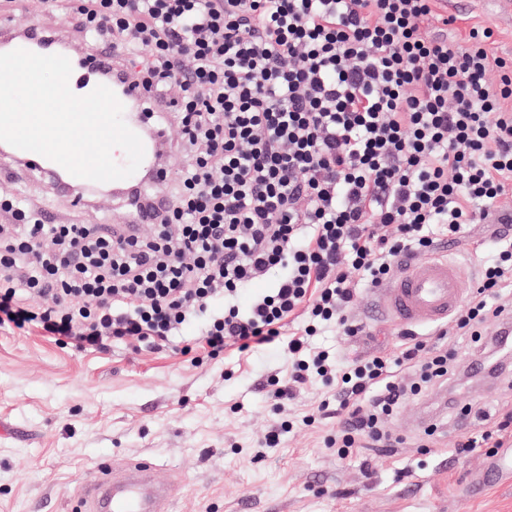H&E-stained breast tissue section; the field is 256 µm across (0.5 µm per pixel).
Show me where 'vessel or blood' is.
I'll return each instance as SVG.
<instances>
[{"instance_id": "obj_1", "label": "vessel or blood", "mask_w": 512, "mask_h": 512, "mask_svg": "<svg viewBox=\"0 0 512 512\" xmlns=\"http://www.w3.org/2000/svg\"><path fill=\"white\" fill-rule=\"evenodd\" d=\"M25 49L41 55L69 56L67 46L44 31L37 23L17 30L0 22V53ZM72 74L71 91L78 96L90 93L96 86L109 87L124 107L153 101L151 88L128 78L113 55L94 53L84 57L69 56ZM134 132L142 134L144 165L150 174L135 172L125 178V185L136 186L135 194L125 196L129 223L136 226L157 223L171 206L167 192L170 169L158 161L157 145L163 139L161 129L145 131L142 124H133ZM9 155L23 170L47 176L51 192L66 193L85 186V179L66 175L57 181L61 167L34 152L10 148ZM464 270L448 259L418 258L402 265L392 281L382 288L373 309L385 318L406 327L435 324L448 320L462 305L466 294ZM512 473V451L486 460L477 479L490 484L503 473ZM84 512H170L171 489L163 468L154 460L143 458L125 464L104 461L96 475L82 488Z\"/></svg>"}]
</instances>
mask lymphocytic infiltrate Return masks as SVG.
<instances>
[{"label":"lymphocytic infiltrate","instance_id":"obj_1","mask_svg":"<svg viewBox=\"0 0 512 512\" xmlns=\"http://www.w3.org/2000/svg\"><path fill=\"white\" fill-rule=\"evenodd\" d=\"M73 2L88 49L122 51L130 77L174 107L184 163L148 238L47 224L1 195L0 328L29 324L81 350L160 349L197 322L212 357L277 342L291 375L268 391L273 406L307 382L335 385L320 407L336 420L326 448L384 444L381 419L452 379L457 341L480 343L490 318L512 316V60L492 53V30L430 32L436 0ZM494 213L500 245L454 340L411 336L342 364L311 350L331 325L361 334L347 316L358 287ZM296 314L302 328L285 336Z\"/></svg>","mask_w":512,"mask_h":512}]
</instances>
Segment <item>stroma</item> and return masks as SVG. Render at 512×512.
Instances as JSON below:
<instances>
[{
	"instance_id": "stroma-1",
	"label": "stroma",
	"mask_w": 512,
	"mask_h": 512,
	"mask_svg": "<svg viewBox=\"0 0 512 512\" xmlns=\"http://www.w3.org/2000/svg\"><path fill=\"white\" fill-rule=\"evenodd\" d=\"M441 13L430 29L463 35L491 28L493 53L512 58V10L501 0H444ZM445 16L451 25L442 24ZM0 18L19 27L38 23L85 47L72 12L55 0H0ZM0 189L61 224L126 221L112 197L87 209L21 171ZM494 229L490 222L472 226L447 247L469 283L477 281ZM372 297L359 289L349 312L363 335L332 328L316 345L343 359L397 351L405 329L371 317ZM288 375V360L273 344L208 357L194 325L172 347L152 351L130 343L82 351L34 328L0 329V512H76L77 492L101 460L138 456L170 472L173 512H512L511 474L474 488L487 449L449 453L512 412V372L492 382L460 380L452 394L409 397L383 422L396 447L360 448L343 459L324 446L335 419L301 423L331 398L328 387L303 385L278 410L268 400L270 380ZM453 409L469 410L467 429L457 428ZM426 415L440 421L430 437L421 425ZM289 420L297 427L280 447L261 449L265 435Z\"/></svg>"
}]
</instances>
